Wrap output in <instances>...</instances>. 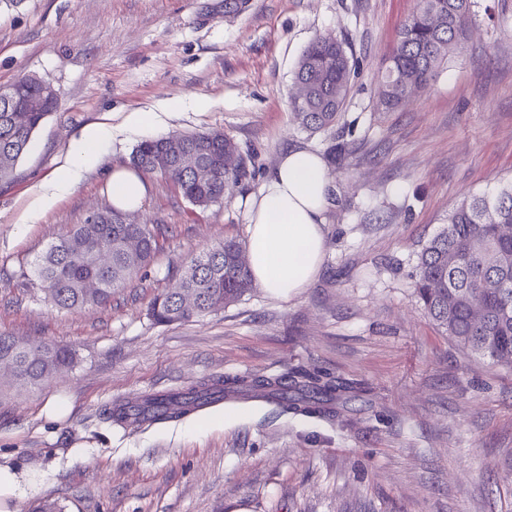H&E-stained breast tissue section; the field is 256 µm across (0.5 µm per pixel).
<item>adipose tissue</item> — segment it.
<instances>
[{
  "label": "adipose tissue",
  "instance_id": "obj_1",
  "mask_svg": "<svg viewBox=\"0 0 512 512\" xmlns=\"http://www.w3.org/2000/svg\"><path fill=\"white\" fill-rule=\"evenodd\" d=\"M181 103H165L163 112H131L121 125L87 126L75 139L55 175L34 190L21 216L36 223L79 180L99 163L118 129L141 132L161 123L164 111ZM330 181L324 159L304 148L284 151L259 195L247 201L248 254L253 283L275 297L306 288L319 272L325 252L323 225L329 205Z\"/></svg>",
  "mask_w": 512,
  "mask_h": 512
}]
</instances>
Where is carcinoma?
<instances>
[{
    "instance_id": "1",
    "label": "carcinoma",
    "mask_w": 512,
    "mask_h": 512,
    "mask_svg": "<svg viewBox=\"0 0 512 512\" xmlns=\"http://www.w3.org/2000/svg\"><path fill=\"white\" fill-rule=\"evenodd\" d=\"M471 22V0H418V7L402 24L389 65L378 81V105L393 110L408 95L427 89L441 64L457 49ZM351 66L345 43L333 37L315 39L300 57L294 80L306 85L307 96L290 100L300 127L310 133L331 128L341 112L350 87ZM45 112H10L0 96V156L17 163ZM180 145L207 162L209 176L176 160L157 163L169 146L168 138L145 140L132 152L131 164L142 173L170 179L192 205L207 207L224 200V185L248 175L237 143L219 130L179 136ZM512 183L494 194L462 200L449 214L444 228L429 240L418 257L415 290L431 320L458 345L496 364L512 365ZM137 233L140 252L129 254L122 241ZM70 237L84 245L82 254L69 252L63 243L51 245L34 268L40 290L52 306L78 310L105 305L112 292L145 268L155 251V236L130 214L107 208L94 221L77 225ZM242 245L226 240L192 258L177 285L156 297L151 315L159 323L188 321L218 311L239 300L250 288L248 265L239 262ZM104 288L89 295L87 279ZM181 288L194 289L203 307L186 311L178 305ZM74 351L52 341L28 344L17 356L26 387H37L53 373L74 363ZM232 398H262L295 411L334 417L359 387L350 382L324 380L315 374L275 379H239L226 388L204 383L186 393L155 395L109 412L117 423L129 419L151 422L181 418L208 404L215 394Z\"/></svg>"
}]
</instances>
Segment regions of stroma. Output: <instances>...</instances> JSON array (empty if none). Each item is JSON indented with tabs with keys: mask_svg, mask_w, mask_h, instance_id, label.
<instances>
[{
	"mask_svg": "<svg viewBox=\"0 0 512 512\" xmlns=\"http://www.w3.org/2000/svg\"><path fill=\"white\" fill-rule=\"evenodd\" d=\"M417 0H0V86L35 76L56 105L0 182V334L71 346L77 362L16 393L0 373V466L64 512H512V367L463 349L414 295L422 247L463 199L512 181V0H473V24L430 87L399 108L377 86ZM347 45L355 74L336 122L301 129L293 74L314 39ZM182 100L163 126L117 135L37 223H18L82 129ZM223 130L249 175L206 208L144 175L134 213L156 226L147 268L111 302L51 307L33 274L75 225L112 204V171L140 139ZM345 146L341 160L331 149ZM323 156L325 256L290 297L251 288L224 310L160 325L153 299L190 259L248 240L246 202L281 151ZM361 383L334 418L263 399L118 424L108 410L203 382L304 371Z\"/></svg>",
	"mask_w": 512,
	"mask_h": 512,
	"instance_id": "35a3bbf8",
	"label": "stroma"
}]
</instances>
